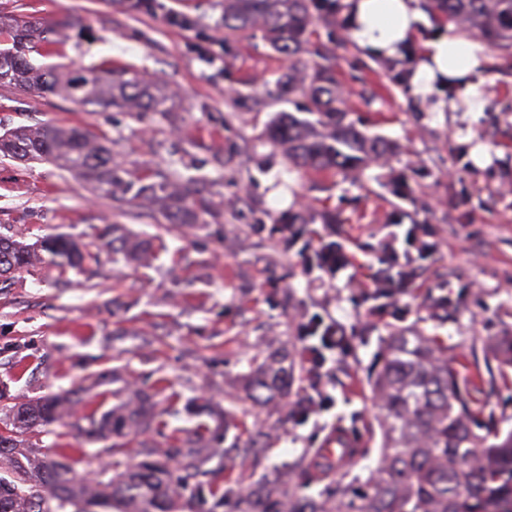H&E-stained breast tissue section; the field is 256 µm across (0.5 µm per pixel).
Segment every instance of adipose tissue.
<instances>
[{
	"instance_id": "obj_1",
	"label": "adipose tissue",
	"mask_w": 512,
	"mask_h": 512,
	"mask_svg": "<svg viewBox=\"0 0 512 512\" xmlns=\"http://www.w3.org/2000/svg\"><path fill=\"white\" fill-rule=\"evenodd\" d=\"M350 35L375 55H395L414 39L421 14L413 0H352ZM489 58L484 46L456 33L428 39L412 77L417 90L430 93L435 85L448 88L451 98L470 100V109L482 111L477 81Z\"/></svg>"
}]
</instances>
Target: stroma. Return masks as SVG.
Segmentation results:
<instances>
[{
	"label": "stroma",
	"instance_id": "1",
	"mask_svg": "<svg viewBox=\"0 0 512 512\" xmlns=\"http://www.w3.org/2000/svg\"><path fill=\"white\" fill-rule=\"evenodd\" d=\"M178 11L191 27L170 26ZM224 0H156L154 14L128 12L118 0H0V16L47 22L80 21L69 38L47 35L51 53L35 64L72 69L112 63L175 92L166 114L116 108L97 112L64 97L23 94L0 86V133L51 123L79 126L112 142L134 174L176 170L204 178L217 217L188 227L92 194L68 171L0 155V235L35 241L81 238L99 253L97 227L111 221L163 243L152 267H113L108 258L83 271L53 266L15 273L0 289V387L23 400L80 391L90 406L111 405L116 379L164 377L182 399L207 397L238 423L270 429L259 457L229 453L224 472L251 482L304 461L317 469V450L331 430L365 448L359 466L375 465L377 402L367 379L387 336L415 330L458 358L484 357L493 336L512 335V57L490 50L483 72L486 103L479 112L440 110L361 50L348 28L318 26L337 55L343 106L388 151L347 178L293 170L263 137L280 113L304 104L279 97L288 61L262 33L225 40ZM405 171L408 191H388ZM335 207L336 239L361 260H375L391 233L428 225L435 252L419 264L418 287L382 313L364 297L367 269L335 278L305 271L277 230L288 213ZM196 278L190 295L173 279ZM343 323L351 342L329 350L318 375L296 368L289 399L319 391L325 406L303 423L252 407L237 376L269 347L297 351L296 331L312 314Z\"/></svg>",
	"mask_w": 512,
	"mask_h": 512
}]
</instances>
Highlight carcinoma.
I'll list each match as a JSON object with an SVG mask.
<instances>
[{"instance_id": "carcinoma-1", "label": "carcinoma", "mask_w": 512, "mask_h": 512, "mask_svg": "<svg viewBox=\"0 0 512 512\" xmlns=\"http://www.w3.org/2000/svg\"><path fill=\"white\" fill-rule=\"evenodd\" d=\"M431 16L448 31L512 54V0H424ZM322 21L342 25L333 14H320L318 0H224V32L229 36L264 33L270 46L291 61L278 91L301 93L308 103L301 114L290 112L272 123L269 143L294 168L346 176L368 157L385 154V145L367 136L340 108L335 55L312 46V26ZM50 32L41 19L23 23L0 18V86L22 93L60 94L85 107L120 108L128 112L169 110L170 93L163 84H149L126 67L63 70L35 65L30 54ZM0 154L40 160L68 169L96 195L147 210L170 224H203L218 212L204 195L200 179L179 172L133 176L112 153V144L80 127L51 124L23 126L0 135ZM338 223L336 213H290L283 219L285 240L303 236L306 225ZM100 237L112 262L150 266L157 258L152 241L134 236L123 224H107ZM99 256L75 239L54 236L32 244L0 235V281L21 269L50 263L81 269ZM305 265L327 271L336 263V240L303 256ZM504 387H512V336L490 344ZM459 362L415 331L386 339L369 384L380 413L378 463L355 471L350 466L336 486L307 493L313 477L302 464H290L270 483L244 487L240 478L224 476L210 494L224 512H512V428L498 429L494 411H486L500 395L491 364L471 363L474 379L460 376ZM295 368L287 347L269 351L244 376L248 400L256 408H276L288 398ZM160 378L153 385L126 383L112 392V405L74 422L78 445L112 441L103 453L114 457L112 476L89 483L76 476L74 454L65 448H33L30 439L40 427L72 418L81 399L73 393L29 398L0 407V470L9 485L0 484V512H41L42 500L57 501L59 512L76 503L110 512H186L196 490L188 480L201 464L222 459L231 450L245 455L263 452L268 432L257 428L248 437L225 444L226 410L209 400L194 401L187 411L196 419L189 431L173 429L162 443H141L130 451V438L151 429H165L168 410L156 400Z\"/></svg>"}]
</instances>
